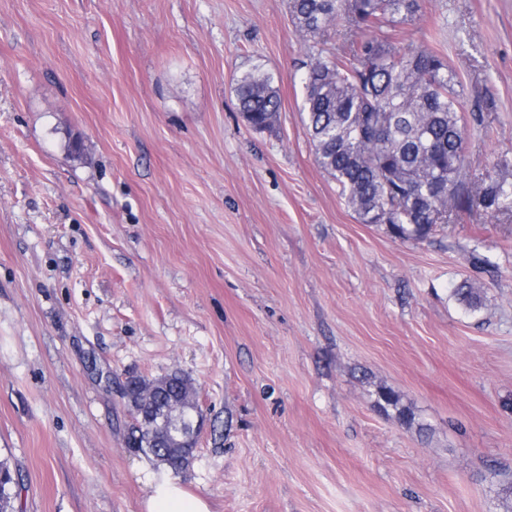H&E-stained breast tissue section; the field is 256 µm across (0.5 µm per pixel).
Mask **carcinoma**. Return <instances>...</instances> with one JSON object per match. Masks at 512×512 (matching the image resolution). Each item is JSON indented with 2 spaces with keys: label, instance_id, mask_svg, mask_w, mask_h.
<instances>
[{
  "label": "carcinoma",
  "instance_id": "obj_1",
  "mask_svg": "<svg viewBox=\"0 0 512 512\" xmlns=\"http://www.w3.org/2000/svg\"><path fill=\"white\" fill-rule=\"evenodd\" d=\"M297 29L315 34L344 17L369 36L344 56L316 50L303 76L305 123L318 165L338 185L363 224H387L395 237L424 240L436 224L481 211L512 212V176L498 161L475 185L463 153L467 120L480 126L483 109L462 113L455 74L447 59L429 48L403 47L385 29L396 17H412L419 0H290ZM275 77L260 66L237 77L240 112L256 130L270 128L280 111ZM469 309L482 304L479 289L465 280L454 290ZM164 403L182 398L176 378L155 380ZM411 425L414 412L390 390L379 394ZM173 471L183 468L168 448L152 453ZM0 512L12 509L10 465L0 460Z\"/></svg>",
  "mask_w": 512,
  "mask_h": 512
}]
</instances>
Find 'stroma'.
I'll use <instances>...</instances> for the list:
<instances>
[{"label":"stroma","mask_w":512,"mask_h":512,"mask_svg":"<svg viewBox=\"0 0 512 512\" xmlns=\"http://www.w3.org/2000/svg\"><path fill=\"white\" fill-rule=\"evenodd\" d=\"M401 45L444 53L469 170L512 164V0H422ZM289 0H0V458L17 512H144L126 377L188 376L176 474L210 512H506L512 214L404 241L317 164ZM271 71L257 131L236 75ZM489 257L479 270L473 253ZM479 288L468 310L453 294ZM393 390L416 416L380 407ZM428 435H420L419 425Z\"/></svg>","instance_id":"obj_1"}]
</instances>
